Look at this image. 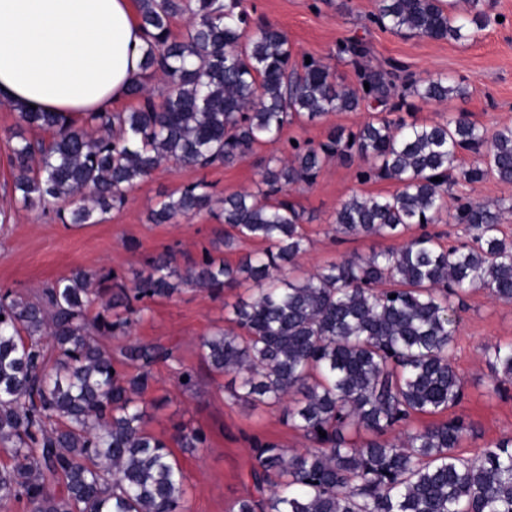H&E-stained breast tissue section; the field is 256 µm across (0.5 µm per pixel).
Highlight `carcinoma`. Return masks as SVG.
<instances>
[{
  "label": "carcinoma",
  "mask_w": 512,
  "mask_h": 512,
  "mask_svg": "<svg viewBox=\"0 0 512 512\" xmlns=\"http://www.w3.org/2000/svg\"><path fill=\"white\" fill-rule=\"evenodd\" d=\"M467 3L461 12L457 0H379L371 21L395 33L473 41L491 16L482 0ZM138 9L147 44L143 75L129 91L135 108L80 121L18 113L9 141L12 197L21 207L95 224L165 161L231 163L278 140L294 119L355 111L365 101L385 106L396 88L388 72L360 69L358 86L348 87L322 61H297L285 32L250 25L245 0H139ZM177 14L190 24L173 39ZM155 75L165 80L159 101L145 84ZM401 88L394 111L409 98L465 93L442 76L407 79ZM33 130L52 137H28ZM464 151L482 164L461 167ZM334 158L359 160L360 183L398 184L388 196L343 202L337 233L396 238L414 225L422 232L292 278L286 270L306 247L304 214L288 189L313 183ZM457 173L470 183L490 175L512 183V124L490 133L465 113L422 124L378 114L355 132L330 130L316 146L287 145L285 155L268 159L256 190L219 200L224 247L259 240L267 244L259 256L230 264L206 250L181 271L162 255L132 288L115 274L77 269L31 296L1 293L0 455L8 462L0 463V507L186 512L188 476L168 442L147 432L142 399L150 366L169 353L129 342L116 362L102 337L127 336L145 299L170 298L183 286L220 294L252 281L258 293L232 306V327L200 339L199 354L212 371L234 375L233 398L284 406L283 422L315 450L253 441L258 496L238 499L232 512H512L511 438L468 459L455 451L471 431L463 417L411 426L463 400L450 299L461 303L469 289L486 288L512 302V244L500 238L512 201L456 198L450 217L475 231L469 242L445 247L427 230L440 220ZM213 204L210 185L198 181L167 195L149 220L167 224ZM94 303L101 311L91 318ZM484 357L497 380L512 381V343L490 345ZM118 362L138 372L124 373ZM175 440L190 452L206 443L202 432L181 426Z\"/></svg>",
  "instance_id": "obj_1"
}]
</instances>
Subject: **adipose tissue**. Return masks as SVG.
I'll return each instance as SVG.
<instances>
[{
    "instance_id": "adipose-tissue-1",
    "label": "adipose tissue",
    "mask_w": 512,
    "mask_h": 512,
    "mask_svg": "<svg viewBox=\"0 0 512 512\" xmlns=\"http://www.w3.org/2000/svg\"><path fill=\"white\" fill-rule=\"evenodd\" d=\"M146 40L136 0H0V103L113 111L142 74Z\"/></svg>"
}]
</instances>
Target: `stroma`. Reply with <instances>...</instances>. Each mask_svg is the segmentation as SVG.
I'll list each match as a JSON object with an SVG mask.
<instances>
[{"label":"stroma","instance_id":"35a3bbf8","mask_svg":"<svg viewBox=\"0 0 512 512\" xmlns=\"http://www.w3.org/2000/svg\"><path fill=\"white\" fill-rule=\"evenodd\" d=\"M246 5L252 22L282 29L297 56L322 60L344 84L355 85L361 68L392 71L402 79L442 74L462 80L465 95L415 102L400 111L406 121L430 123L464 112L491 131L512 123V0H486L495 22L468 42L385 30L370 21L377 0H247ZM354 42L364 43L368 54L357 58L345 53V46ZM377 111L372 104L355 112H332L314 122L289 123L280 141L256 146L229 165L199 169L165 163L134 187L123 207L104 214L100 223L75 227L41 210L15 206L8 136L17 115L0 107V210L9 214L7 223L0 224V293L27 294L77 268L111 270L130 283L150 259L166 252L173 253L182 267L206 251L231 264L243 255L260 252L263 243L250 239L225 249L221 242L224 226L209 211L172 224L151 223L149 212L166 195L199 180L208 182L218 199L255 190L265 160L279 154L283 141L317 144L325 140L330 128L357 130ZM355 170V165L334 160L314 183L290 189L289 200L306 216L307 250L298 260L296 275L312 273L354 253L389 247L384 238L344 236L334 230L335 213L346 199L389 195L397 188L390 180L359 183ZM256 291L249 281L218 296L186 287L172 298L147 301L142 317L130 330V340L170 353L169 359L153 365V381L144 395L151 415L148 431L168 440L183 425L206 437L204 448L196 452H175L188 475L187 512H230L235 500L254 493L250 476L253 439L299 451L310 447L309 441L282 422L279 408L253 407L235 400L230 394L231 375L211 371L199 355L200 337L224 326L229 305ZM496 342H512V303L496 299L487 289H470L457 311L453 359L464 383V398L454 413L473 426L458 449L468 458L512 438V382H498L483 358L485 345ZM186 368L195 374V385L189 390L179 381Z\"/></svg>","mask_w":512,"mask_h":512}]
</instances>
